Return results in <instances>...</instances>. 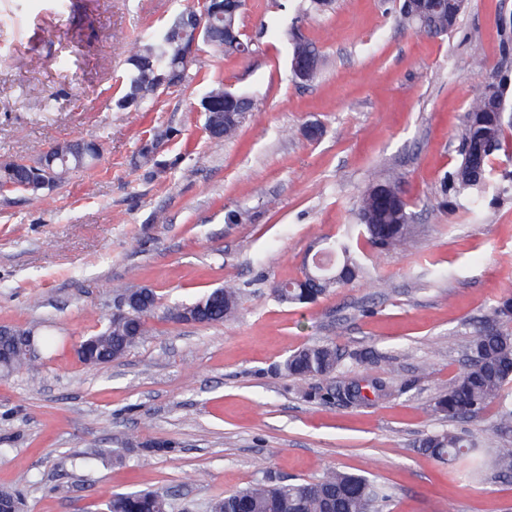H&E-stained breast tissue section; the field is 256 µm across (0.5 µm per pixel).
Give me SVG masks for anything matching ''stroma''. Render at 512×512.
Instances as JSON below:
<instances>
[{"mask_svg":"<svg viewBox=\"0 0 512 512\" xmlns=\"http://www.w3.org/2000/svg\"><path fill=\"white\" fill-rule=\"evenodd\" d=\"M247 0L246 56L201 46L189 87L117 109L127 46L196 0H0V164L70 140L101 155L52 189L0 193V325L52 336L40 382L0 376V486L25 512H107L110 494L168 492L171 512L257 482L311 481L328 469L374 480L383 512H512V480L491 465L494 416L458 422L484 465L443 463L418 446L448 429L433 413L469 354L474 326L512 295V127L492 156L479 216L466 196L441 209L463 117L489 83L512 115V0H468L458 29L415 33L383 0ZM296 19L317 46L316 79H293L286 43L262 26ZM253 102L237 136L210 138L200 110L216 85ZM324 136L305 139L307 123ZM152 145L153 158L140 150ZM398 172L415 214L405 250L363 260L357 280L308 305L278 303L311 247L345 235L375 178ZM239 211L243 220H228ZM234 281L245 297L217 324L175 322L168 307ZM154 288L152 336L121 361L81 363L114 285ZM372 350L391 393L367 407L312 398L326 378L281 364L312 343Z\"/></svg>","mask_w":512,"mask_h":512,"instance_id":"35a3bbf8","label":"stroma"}]
</instances>
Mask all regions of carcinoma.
Segmentation results:
<instances>
[{
	"label": "carcinoma",
	"instance_id": "carcinoma-1",
	"mask_svg": "<svg viewBox=\"0 0 512 512\" xmlns=\"http://www.w3.org/2000/svg\"><path fill=\"white\" fill-rule=\"evenodd\" d=\"M224 9L207 19L200 43L216 47L227 55L246 54L251 51V40L245 38L240 22H235L231 33H226L225 18L241 17L245 0H219ZM401 20L416 32L428 36L446 35L454 29L448 25V15L434 12L427 22L405 11V3L398 4ZM174 26L151 30L128 47L127 64L130 65L123 95L116 106L125 109L140 104L152 94V88L160 75L175 69H184L180 58V43L193 39L189 31L176 41ZM270 37L289 42L291 60L314 54L313 43L292 27L273 30ZM205 114V125L213 139L229 140L244 122L241 112L252 110L251 102L218 85L208 91L200 101ZM505 126L486 111L485 101L476 97L465 115L463 144L479 140H492L496 149L503 147ZM101 155L100 144L78 140L66 159H55L44 153L37 161L53 171L54 183H60L72 170L84 167ZM10 179L35 193V175L22 162H10ZM491 155L483 159L479 173L469 169L466 156L448 173L444 191L458 195H470V211L480 213L491 175ZM400 180L385 176L369 184L362 192L357 205V220L363 228L367 243L375 252L401 249L406 244L414 221L409 203L400 198ZM321 263L331 266L338 279L315 287L309 276L303 279L277 284L274 297L281 303L308 304L354 279L362 271V265L354 255L352 239H338L326 246ZM121 294H129L133 303L127 314L107 319L103 328L92 335V348L82 362L88 365H104L122 360L130 349L146 339L151 330L148 318L158 309V296L151 288H125ZM242 294L240 288L227 284L215 288L189 304L167 309L166 315L177 321L191 320L198 324L220 323L237 311ZM471 359L434 401L431 411L448 417L450 421L477 417L491 405L497 406L493 432L501 446L495 450L493 464L504 477H512V404L506 402L504 387L512 383V297H504L489 311L471 339ZM343 360V354L333 343L312 344L289 355L283 364L285 372L295 380L316 377H332ZM386 382L375 375L365 374L360 379L342 381L326 392H315L313 397L369 405L373 400L388 395ZM419 447L433 457L454 463L475 451L471 436L463 431L450 429L427 434ZM387 494L373 481L364 477L336 470L326 471L319 479L306 482L268 485L260 482L244 490L227 494L216 500L211 512H375L377 503ZM169 496L159 491H135L117 493L107 502V512H170Z\"/></svg>",
	"mask_w": 512,
	"mask_h": 512
}]
</instances>
